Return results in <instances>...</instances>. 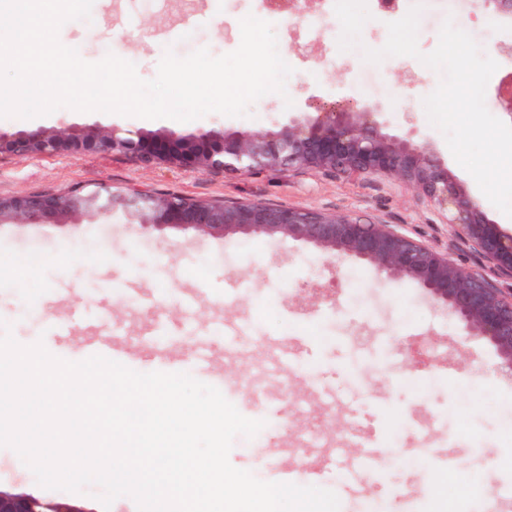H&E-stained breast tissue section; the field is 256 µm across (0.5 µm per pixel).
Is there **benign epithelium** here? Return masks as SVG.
<instances>
[{
	"label": "benign epithelium",
	"mask_w": 512,
	"mask_h": 512,
	"mask_svg": "<svg viewBox=\"0 0 512 512\" xmlns=\"http://www.w3.org/2000/svg\"><path fill=\"white\" fill-rule=\"evenodd\" d=\"M309 0H264L275 13L301 16ZM503 112L512 118V74L497 87ZM129 153L145 166L165 163L196 171L249 173L292 169L394 179L427 201L452 236L468 244L478 267H466L392 224H366L347 215L261 203L214 204L135 190L116 195L107 189L74 187L62 195H0V224H79L85 216L117 206L145 230H191L199 236H281L327 253L363 261L387 277L411 280L451 309L464 331L481 336L512 373V233L489 218L483 202L470 195L428 145L390 131L377 106L352 110L336 104L316 107V115L291 112L279 126L217 135L134 134L44 130L0 131V153L49 156L61 152ZM0 512H87L58 501L0 490Z\"/></svg>",
	"instance_id": "1"
}]
</instances>
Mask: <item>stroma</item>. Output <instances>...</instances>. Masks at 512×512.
I'll return each instance as SVG.
<instances>
[{
  "mask_svg": "<svg viewBox=\"0 0 512 512\" xmlns=\"http://www.w3.org/2000/svg\"><path fill=\"white\" fill-rule=\"evenodd\" d=\"M418 1L422 53L435 49L449 19L498 62L485 94L489 112L498 113L495 89L512 70V21L485 10L480 0H397L391 11L372 0L363 47L381 48L388 23ZM249 14L272 24L279 53L293 72L285 94L252 103L247 116L212 113L178 122L60 108L33 119L0 118V130L233 133L273 128L291 109L306 111L318 103L347 109L357 100L379 105L394 132L426 143L477 191L422 105L440 74L409 56L376 65L364 62L360 49L339 51L340 23L322 6L287 19L265 12L261 0H94L90 20L66 22L59 39L88 62L124 45L125 60L149 80L166 51L180 57L201 48L215 56L234 51L241 41L240 21ZM78 185L344 213L396 225L451 252L459 263H475L469 246L453 238L433 209L388 178L349 180L305 170L185 171L164 164L145 167L118 152L0 154V195L59 194ZM189 292L198 298L197 335L165 336L162 344L173 352L196 345L210 349L225 383L235 388L228 401L240 406L243 416L267 421L254 438H236L229 455L234 467L267 481L272 469L316 460L320 449L268 448L266 435L277 429L319 430L323 447L331 449L351 426L375 423L382 431L381 477L363 482L357 499L341 502L340 512H479L485 486L512 489V377L500 371L492 346L463 335L455 317L416 283L386 278L368 264L289 238L149 233L120 211L84 218L76 226H0V320L10 324L14 338L33 344L71 311L83 313L73 336L49 345L52 355L66 350L84 357L89 339L108 335L105 310L123 325L122 343L138 348L143 337L157 332L159 316L171 326L182 320L179 300ZM228 320L251 326L249 349L225 351L222 328ZM274 344L294 349L297 362L272 380L264 375L263 362ZM322 387L333 394L325 404L316 398ZM255 388L267 407L286 410V417L268 419L262 410L243 407L242 393ZM18 462L12 449L0 447L1 490L87 512H137L128 496L106 511L91 495L43 488ZM399 490L408 493L401 508L394 500Z\"/></svg>",
  "mask_w": 512,
  "mask_h": 512,
  "instance_id": "stroma-1",
  "label": "stroma"
}]
</instances>
